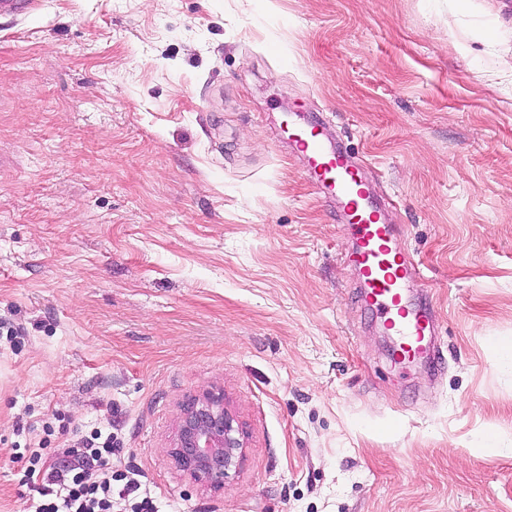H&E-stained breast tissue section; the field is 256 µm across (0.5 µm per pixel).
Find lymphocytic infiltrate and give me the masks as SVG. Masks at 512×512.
Instances as JSON below:
<instances>
[{
	"mask_svg": "<svg viewBox=\"0 0 512 512\" xmlns=\"http://www.w3.org/2000/svg\"><path fill=\"white\" fill-rule=\"evenodd\" d=\"M116 437L94 430L74 444L48 456L45 448H26L27 467L21 485L34 491L30 512H112V496H135L132 512H158L151 498H137V481L112 489V456L119 451Z\"/></svg>",
	"mask_w": 512,
	"mask_h": 512,
	"instance_id": "obj_1",
	"label": "lymphocytic infiltrate"
}]
</instances>
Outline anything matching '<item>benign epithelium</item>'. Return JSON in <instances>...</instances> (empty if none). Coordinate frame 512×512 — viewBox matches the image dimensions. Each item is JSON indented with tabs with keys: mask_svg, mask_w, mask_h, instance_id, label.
I'll return each mask as SVG.
<instances>
[{
	"mask_svg": "<svg viewBox=\"0 0 512 512\" xmlns=\"http://www.w3.org/2000/svg\"><path fill=\"white\" fill-rule=\"evenodd\" d=\"M224 407V395L205 391L179 417L171 453L177 467L198 482L218 487L236 468L243 432Z\"/></svg>",
	"mask_w": 512,
	"mask_h": 512,
	"instance_id": "7a95c632",
	"label": "benign epithelium"
}]
</instances>
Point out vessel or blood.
<instances>
[{
	"mask_svg": "<svg viewBox=\"0 0 512 512\" xmlns=\"http://www.w3.org/2000/svg\"><path fill=\"white\" fill-rule=\"evenodd\" d=\"M320 126V120L301 112L284 113L280 121L289 147L301 156L319 191L337 204L350 229L353 248L345 260L358 272L362 302L397 336V364L409 365L430 353L428 339L437 321L433 311L407 296L411 282L420 276L418 265L399 246L395 225L387 223L382 207L373 202L356 156L341 144L326 143Z\"/></svg>",
	"mask_w": 512,
	"mask_h": 512,
	"instance_id": "vessel-or-blood-1",
	"label": "vessel or blood"
}]
</instances>
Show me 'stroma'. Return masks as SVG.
I'll return each instance as SVG.
<instances>
[{"mask_svg": "<svg viewBox=\"0 0 512 512\" xmlns=\"http://www.w3.org/2000/svg\"><path fill=\"white\" fill-rule=\"evenodd\" d=\"M283 112L393 200L438 361L392 367ZM0 322V512L76 429L160 512H512V0L0 15ZM206 390L245 433L216 489L170 454Z\"/></svg>", "mask_w": 512, "mask_h": 512, "instance_id": "stroma-1", "label": "stroma"}]
</instances>
